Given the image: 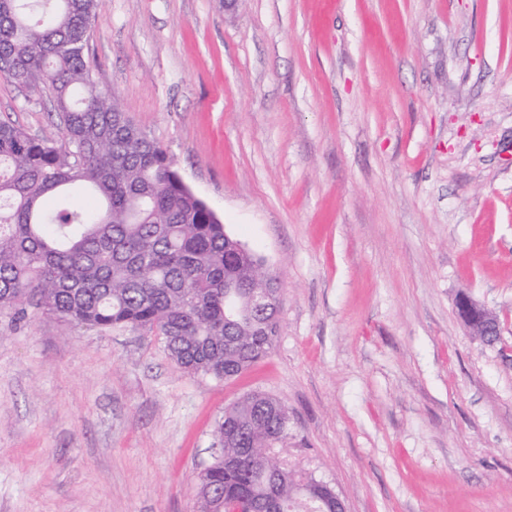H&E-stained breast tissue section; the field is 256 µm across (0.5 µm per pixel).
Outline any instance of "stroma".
I'll return each mask as SVG.
<instances>
[{
    "mask_svg": "<svg viewBox=\"0 0 512 512\" xmlns=\"http://www.w3.org/2000/svg\"><path fill=\"white\" fill-rule=\"evenodd\" d=\"M86 60L277 278L278 337L217 381L0 311V512H191L257 392L346 512H512V0H103ZM0 119L58 123L1 78ZM457 312L465 326L482 342L478 336L491 344L500 339L501 321L494 311L463 294L457 301Z\"/></svg>",
    "mask_w": 512,
    "mask_h": 512,
    "instance_id": "1",
    "label": "stroma"
}]
</instances>
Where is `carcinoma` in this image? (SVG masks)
Wrapping results in <instances>:
<instances>
[{"instance_id": "carcinoma-1", "label": "carcinoma", "mask_w": 512, "mask_h": 512, "mask_svg": "<svg viewBox=\"0 0 512 512\" xmlns=\"http://www.w3.org/2000/svg\"><path fill=\"white\" fill-rule=\"evenodd\" d=\"M101 4L0 0V58L11 62L0 77L49 96L59 119L57 134L41 138L0 120V310L29 302L65 323L145 330L185 371L231 378L276 340L254 335L273 314L253 305L250 290L277 293V280L236 249L166 151L93 77L85 50ZM74 184L101 206L46 207ZM287 438L288 410L273 397L254 393L226 408L196 512H225L241 491L247 512H265L272 497L278 512L336 509L317 480L276 453Z\"/></svg>"}]
</instances>
